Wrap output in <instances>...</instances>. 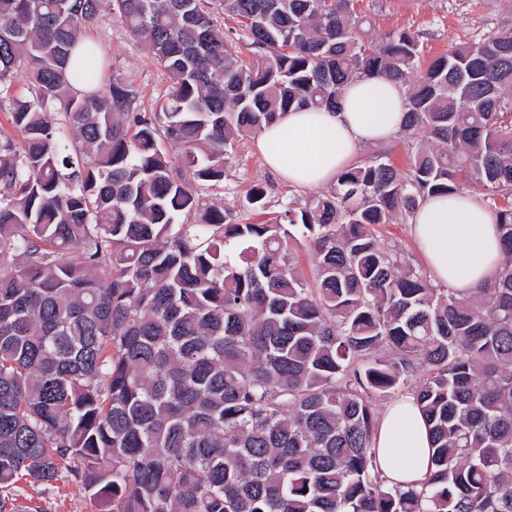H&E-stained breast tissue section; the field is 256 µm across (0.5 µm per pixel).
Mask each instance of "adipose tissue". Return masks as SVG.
<instances>
[{
  "instance_id": "adipose-tissue-1",
  "label": "adipose tissue",
  "mask_w": 512,
  "mask_h": 512,
  "mask_svg": "<svg viewBox=\"0 0 512 512\" xmlns=\"http://www.w3.org/2000/svg\"><path fill=\"white\" fill-rule=\"evenodd\" d=\"M405 118L401 86L381 76H363L344 87L336 108L292 110L265 126L259 145L269 168L282 179L319 188L335 182L364 147L384 143L402 130ZM410 232L436 279L463 293L474 292L503 261L494 211L468 192L426 201ZM373 441L390 484L418 488L428 480L431 436L412 395L386 407Z\"/></svg>"
}]
</instances>
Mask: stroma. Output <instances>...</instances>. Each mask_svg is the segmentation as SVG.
I'll return each instance as SVG.
<instances>
[{
  "label": "stroma",
  "mask_w": 512,
  "mask_h": 512,
  "mask_svg": "<svg viewBox=\"0 0 512 512\" xmlns=\"http://www.w3.org/2000/svg\"><path fill=\"white\" fill-rule=\"evenodd\" d=\"M365 18V39L378 43L391 32L407 30L418 34L420 60L429 62L457 44L479 39L502 23L501 0H357ZM84 38L100 46L107 64L99 73L102 82L120 76L139 91L142 111L159 109L168 89L163 71L149 51L130 38L123 26L102 16L83 32ZM267 192L265 210L277 215L288 207H300L311 197L308 188L295 187L280 179L266 164L256 137L240 140L224 164L223 182L201 186L203 204L223 209L227 220L245 224L257 215L247 202L254 187ZM20 499L39 512H94L88 498L75 486L61 484L47 490L25 481L18 484Z\"/></svg>",
  "instance_id": "obj_1"
}]
</instances>
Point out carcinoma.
<instances>
[{"instance_id": "1", "label": "carcinoma", "mask_w": 512, "mask_h": 512, "mask_svg": "<svg viewBox=\"0 0 512 512\" xmlns=\"http://www.w3.org/2000/svg\"><path fill=\"white\" fill-rule=\"evenodd\" d=\"M220 4L247 61L209 0H0V85H33L21 142L0 133V512H30L25 476L95 512H512V0L424 66L413 32L363 41L355 0ZM104 11L168 79L150 114L132 83L99 87L80 39ZM360 75L407 89L406 169L350 168L258 223L201 203L239 140ZM476 188L504 261L475 293L379 245ZM416 372L434 470L403 489L372 400Z\"/></svg>"}]
</instances>
